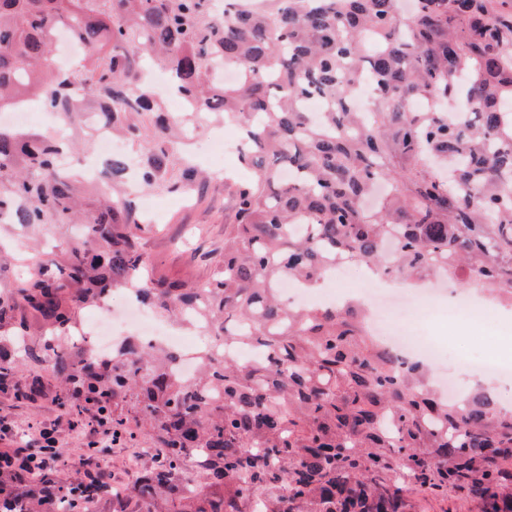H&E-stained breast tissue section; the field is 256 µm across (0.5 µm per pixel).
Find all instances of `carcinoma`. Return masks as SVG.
<instances>
[{"label": "carcinoma", "mask_w": 512, "mask_h": 512, "mask_svg": "<svg viewBox=\"0 0 512 512\" xmlns=\"http://www.w3.org/2000/svg\"><path fill=\"white\" fill-rule=\"evenodd\" d=\"M0 0V110L30 98L83 122L95 108L143 149L142 188L207 183L171 150L197 131L191 113L161 110L142 72L155 62L179 97L237 121L235 222L224 261L203 282L154 270L140 216L112 159L108 197L93 204L58 166L51 132L0 125V224L63 244L21 260L0 285V393L55 397L75 429L156 451L130 491L92 465L90 442L63 484L31 448L0 459V512H512V411L495 393L451 402L420 364L401 365L367 334L355 305L294 311L285 281L312 286L336 254L417 283L477 284L512 303V0ZM66 28L94 53L70 69L50 60ZM238 80L209 79L216 62ZM370 81L373 120L353 108ZM321 101V115L305 110ZM293 174L285 179L282 171ZM113 288L174 322L224 337L190 381L177 356L142 345L110 361L63 343ZM257 348L262 356L243 360ZM48 375H27L29 366Z\"/></svg>", "instance_id": "cac0c4a2"}]
</instances>
